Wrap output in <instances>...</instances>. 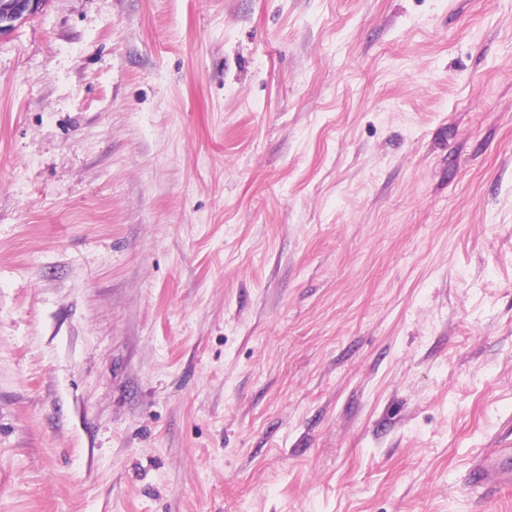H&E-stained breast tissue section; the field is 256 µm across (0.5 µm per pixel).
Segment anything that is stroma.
<instances>
[{"label":"stroma","mask_w":512,"mask_h":512,"mask_svg":"<svg viewBox=\"0 0 512 512\" xmlns=\"http://www.w3.org/2000/svg\"><path fill=\"white\" fill-rule=\"evenodd\" d=\"M512 0H44L0 36V512H512Z\"/></svg>","instance_id":"obj_1"}]
</instances>
